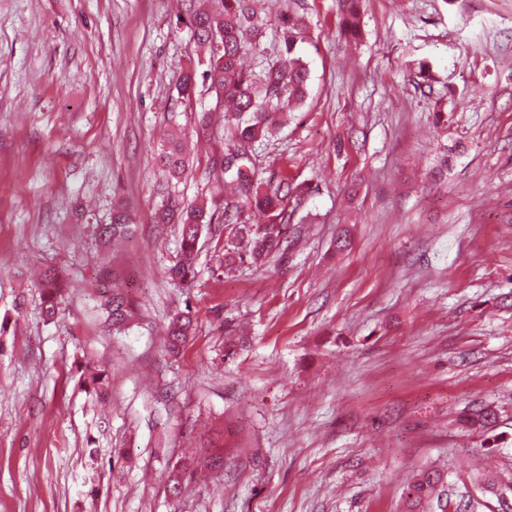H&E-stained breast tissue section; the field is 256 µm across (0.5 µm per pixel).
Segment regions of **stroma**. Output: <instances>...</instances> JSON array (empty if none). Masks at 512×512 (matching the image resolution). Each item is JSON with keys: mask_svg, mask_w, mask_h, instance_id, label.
<instances>
[{"mask_svg": "<svg viewBox=\"0 0 512 512\" xmlns=\"http://www.w3.org/2000/svg\"><path fill=\"white\" fill-rule=\"evenodd\" d=\"M189 5L0 0V512H404L428 469L451 503L512 512V487L476 481L512 473V0H363L356 39L336 0H305L306 100L245 165L305 188L302 236L228 266L232 227L211 225L174 285L179 229L151 221L172 132L181 194L224 210V108L176 89L197 60ZM118 201L137 229L106 246ZM46 265L71 283L52 321L31 280ZM104 277L135 306L124 332ZM185 307L196 331L173 357L162 332ZM88 362L103 392L81 385ZM202 451L223 477L171 499L169 470ZM156 163L165 176L167 185L180 182L188 169V157L184 152L181 138L173 137L156 156Z\"/></svg>", "mask_w": 512, "mask_h": 512, "instance_id": "1", "label": "stroma"}]
</instances>
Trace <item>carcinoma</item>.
Listing matches in <instances>:
<instances>
[{"mask_svg": "<svg viewBox=\"0 0 512 512\" xmlns=\"http://www.w3.org/2000/svg\"><path fill=\"white\" fill-rule=\"evenodd\" d=\"M262 0H200L191 14L190 26L199 44L208 50L203 69L187 70L181 77L178 94L188 100L202 85L224 103V161L212 167L216 182L230 189L224 206L222 223L235 225L237 239L248 241L246 253L239 252L236 243L225 246V260L235 262L249 258L262 265L267 257L290 244L282 235L281 225L292 223L287 195L280 189L271 190L262 183L242 187V171L233 170L234 163L248 156L250 148L261 138L268 137L273 116L292 112L304 101L309 71L297 55L298 44L305 40V30L298 12L287 7L277 18L276 43L267 52L263 38L267 23L261 16ZM341 22L352 36L359 33V0H338ZM156 163L167 183L180 182L188 169V157L181 138L175 136L156 156ZM272 212L274 224L264 227L245 224V213L251 209ZM155 224L181 226L176 259L165 274L176 284H185L195 276L194 263L202 230L216 223L215 213L200 203H189L169 190L152 218ZM133 218L127 207L116 204L111 221L100 224L97 231L104 242H118L133 232ZM44 316L57 317L64 298L65 282L53 268L41 272L36 283ZM102 297L112 328L124 329L131 321L133 308L117 285L102 286ZM195 319L190 309L177 311L169 320L166 347L176 355L193 335ZM86 389L100 392L107 384L106 371L84 366L80 376ZM213 473L224 472V456L210 454L177 463L171 471L167 492L177 496L182 491V479L199 467ZM440 477L424 472L410 481L405 512H431L433 504H441L444 490Z\"/></svg>", "mask_w": 512, "mask_h": 512, "instance_id": "carcinoma-1", "label": "carcinoma"}]
</instances>
